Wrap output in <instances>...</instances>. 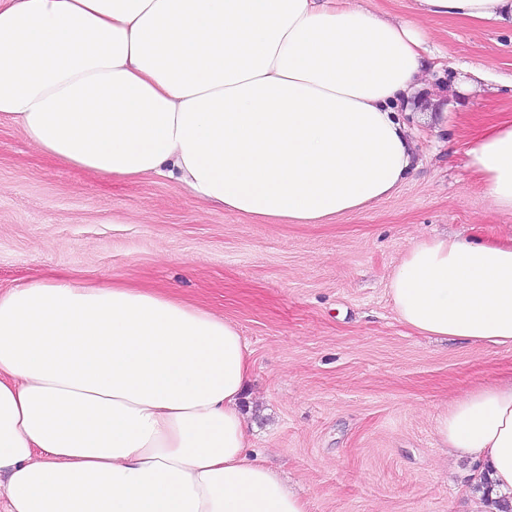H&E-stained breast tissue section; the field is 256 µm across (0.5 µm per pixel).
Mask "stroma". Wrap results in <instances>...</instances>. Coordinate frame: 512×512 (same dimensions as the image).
Returning <instances> with one entry per match:
<instances>
[{
    "label": "stroma",
    "mask_w": 512,
    "mask_h": 512,
    "mask_svg": "<svg viewBox=\"0 0 512 512\" xmlns=\"http://www.w3.org/2000/svg\"><path fill=\"white\" fill-rule=\"evenodd\" d=\"M362 4L415 20L430 51L404 116L419 167L391 196L325 224L262 222L162 177L61 165L1 121L0 291L65 275L202 306L247 343L251 451L308 512H474L478 465L448 460L436 420L461 389L511 377L512 349L412 332L388 282L417 241L512 234L466 155L484 125L512 118V29L420 17L414 0Z\"/></svg>",
    "instance_id": "35a3bbf8"
}]
</instances>
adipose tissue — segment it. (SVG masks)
I'll list each match as a JSON object with an SVG mask.
<instances>
[{"label": "adipose tissue", "instance_id": "adipose-tissue-1", "mask_svg": "<svg viewBox=\"0 0 512 512\" xmlns=\"http://www.w3.org/2000/svg\"><path fill=\"white\" fill-rule=\"evenodd\" d=\"M512 26V0H415ZM423 36L349 0H0V120L55 160L163 176L201 201L324 224L416 167L399 114ZM512 212V120L467 151ZM399 321L512 347V237H434L393 269ZM237 327L167 294L66 276L0 293V512H307L249 457ZM442 448L512 504V379L463 392Z\"/></svg>", "mask_w": 512, "mask_h": 512}]
</instances>
